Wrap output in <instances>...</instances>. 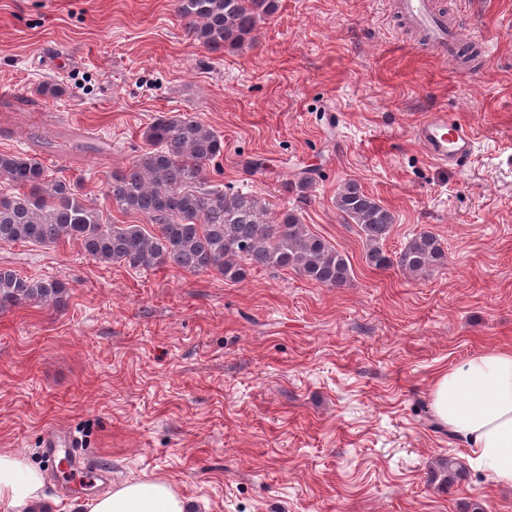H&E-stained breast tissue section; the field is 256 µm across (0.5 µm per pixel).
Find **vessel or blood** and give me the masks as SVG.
Instances as JSON below:
<instances>
[{
	"label": "vessel or blood",
	"instance_id": "obj_1",
	"mask_svg": "<svg viewBox=\"0 0 512 512\" xmlns=\"http://www.w3.org/2000/svg\"><path fill=\"white\" fill-rule=\"evenodd\" d=\"M398 11L407 25L417 29L423 42L441 56L448 57L459 48L460 30L449 27L448 19L433 8L432 0H399ZM415 137L426 152L440 164L463 163L473 154L475 137L470 125L450 119L447 111L430 112L416 127ZM44 446L49 459L64 455L69 467L79 473H92V465L76 448H62L56 432L47 433Z\"/></svg>",
	"mask_w": 512,
	"mask_h": 512
}]
</instances>
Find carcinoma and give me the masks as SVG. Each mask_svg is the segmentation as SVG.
<instances>
[{"instance_id": "carcinoma-1", "label": "carcinoma", "mask_w": 512, "mask_h": 512, "mask_svg": "<svg viewBox=\"0 0 512 512\" xmlns=\"http://www.w3.org/2000/svg\"><path fill=\"white\" fill-rule=\"evenodd\" d=\"M277 9L276 0H177L189 38L211 51L239 47L258 23ZM149 149L104 188L109 207L136 213L154 226L116 224L84 194L55 178L38 160L0 152V242L52 246L76 241L101 264L133 268L172 266L201 274L217 272L241 282L253 270L289 269L328 288L351 281L347 258L302 223L293 210L268 217L264 200L228 194L209 184L206 165L220 156V135L196 117L164 112L143 133ZM341 217L355 224L366 243L365 261L376 269L393 266L412 276L446 260L442 243L430 231L412 235L400 251L389 253L394 216L355 181L336 195ZM67 289L58 279L23 277L0 269V308L26 304H64ZM444 484L461 475L456 458L438 462Z\"/></svg>"}]
</instances>
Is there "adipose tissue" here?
I'll list each match as a JSON object with an SVG mask.
<instances>
[{
    "instance_id": "ef3b65f1",
    "label": "adipose tissue",
    "mask_w": 512,
    "mask_h": 512,
    "mask_svg": "<svg viewBox=\"0 0 512 512\" xmlns=\"http://www.w3.org/2000/svg\"><path fill=\"white\" fill-rule=\"evenodd\" d=\"M431 399L436 419L468 444L475 466L512 486V349L491 348L440 371ZM43 486L37 468L0 453V512H25ZM91 512H191V505L165 481L135 479L99 495Z\"/></svg>"
}]
</instances>
